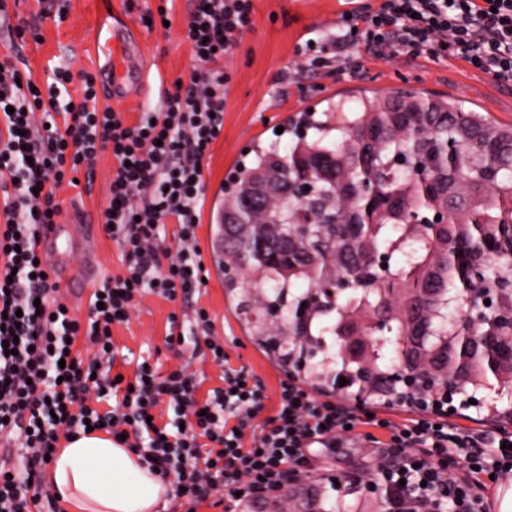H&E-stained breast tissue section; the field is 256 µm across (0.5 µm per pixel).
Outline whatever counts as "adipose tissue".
Masks as SVG:
<instances>
[{
  "instance_id": "1",
  "label": "adipose tissue",
  "mask_w": 512,
  "mask_h": 512,
  "mask_svg": "<svg viewBox=\"0 0 512 512\" xmlns=\"http://www.w3.org/2000/svg\"><path fill=\"white\" fill-rule=\"evenodd\" d=\"M45 479L65 512H157L168 493L111 434H81L57 449Z\"/></svg>"
}]
</instances>
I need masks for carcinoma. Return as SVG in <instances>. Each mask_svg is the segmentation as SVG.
Returning <instances> with one entry per match:
<instances>
[{"instance_id":"1","label":"carcinoma","mask_w":512,"mask_h":512,"mask_svg":"<svg viewBox=\"0 0 512 512\" xmlns=\"http://www.w3.org/2000/svg\"><path fill=\"white\" fill-rule=\"evenodd\" d=\"M322 115H307L315 134L285 154L254 150L217 212L224 287L255 340L313 386L345 378L362 401L475 394L493 380L512 391V368L489 365L512 344V126L421 94ZM258 171L271 173L273 194L251 193ZM445 205L448 223L422 221ZM333 281L355 290L343 306L322 292ZM480 299L490 304L476 317L448 316ZM380 326L396 336L389 362L373 337ZM474 331L487 337L476 348L464 342ZM310 506L349 512L336 495Z\"/></svg>"}]
</instances>
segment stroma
Segmentation results:
<instances>
[{"label": "stroma", "mask_w": 512, "mask_h": 512, "mask_svg": "<svg viewBox=\"0 0 512 512\" xmlns=\"http://www.w3.org/2000/svg\"><path fill=\"white\" fill-rule=\"evenodd\" d=\"M62 0H10L7 17L0 18V58L11 57L15 67L39 86L51 83L57 67L72 72L99 74L100 63L91 40L97 26L125 25L140 42L147 65L148 94L140 100L116 104L128 120L155 109L166 88L187 77L193 66L188 45L181 37L191 0H63L68 8L62 21L47 15ZM371 0H253L254 27L232 50L226 65L232 76L224 100V128L203 162L204 196L196 229L207 282L199 298L168 301L150 295L134 303L128 323L113 326L114 371L133 376L138 365L149 362L159 373L185 367L201 379L202 389L221 386L223 366L213 359L204 338L187 339L179 348H169L165 334L170 317L190 319L195 306L204 307L213 323V334L223 344L232 368H246L264 386L267 399L263 417L273 416L278 404L279 383L286 371L272 362L242 327L235 304L224 290V272L212 249L213 217L224 197V183L245 152L254 144L277 145L286 151L291 137L284 128L289 118L305 109L323 111L343 100L344 109L356 111L364 95L411 89L448 98L466 111L480 112L489 121L512 125V84L497 82L490 75L472 70L459 59L412 57L404 52L390 57L354 49L341 64L304 68L307 40L330 37L340 14L370 4ZM166 8L170 27H147L144 11ZM35 27L38 39H26L18 53L10 51L11 31L18 24ZM117 163L111 153L98 156L92 180H79L59 193L62 208H75L77 217L94 225L95 238L87 240L58 230L53 239L56 275L78 276L87 249L97 252L103 277L124 272L121 251L105 232L102 212L110 197V184ZM369 427L340 437L332 448H314L309 464L292 489L300 512H305L309 493L338 485L351 512H389V504L377 488L355 486L353 478L375 472L383 455L369 439Z\"/></svg>", "instance_id": "35a3bbf8"}]
</instances>
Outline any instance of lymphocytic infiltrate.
<instances>
[{
    "instance_id": "f902f5d3",
    "label": "lymphocytic infiltrate",
    "mask_w": 512,
    "mask_h": 512,
    "mask_svg": "<svg viewBox=\"0 0 512 512\" xmlns=\"http://www.w3.org/2000/svg\"><path fill=\"white\" fill-rule=\"evenodd\" d=\"M253 27L252 0H193L182 32L193 66L187 81L165 92L158 109L128 123L98 103L96 79L84 72L78 103L60 108L73 77L60 67L46 91L21 79L11 59L0 60V191L13 198L0 210V441L16 449L13 469L0 465V512H56L41 474L61 438L106 429L125 437L149 470L169 481L183 512H199L214 493L229 507L255 500L308 462L313 445L334 444L348 428L371 426L386 435L378 486L390 512H484L497 480L512 476V437L487 438L449 428L447 412L398 423L343 400L320 397L295 377L281 380L275 415L263 417L265 388L228 356L212 334L205 308L191 325L171 321L168 347L186 332L203 333L224 384L204 400L195 375L160 374L142 362L133 378L102 374L112 356V326L127 322L134 301L149 294L173 301L199 291L206 268L197 245L202 163L224 127L231 80L224 60ZM365 46L373 54L455 58L503 83H512V0H380L341 14L329 41H314L319 66ZM63 122H56V114ZM118 163L111 199L102 212L106 231L123 256L124 273L105 280L89 299L87 322L54 301L57 283L39 264L41 237L57 224L56 195L68 174L92 171L97 156ZM178 224L174 256L161 263L162 232ZM84 339L96 357L83 361L72 340ZM109 410H100L103 402ZM176 419L156 421L159 404ZM258 436L244 440L253 423Z\"/></svg>"
}]
</instances>
